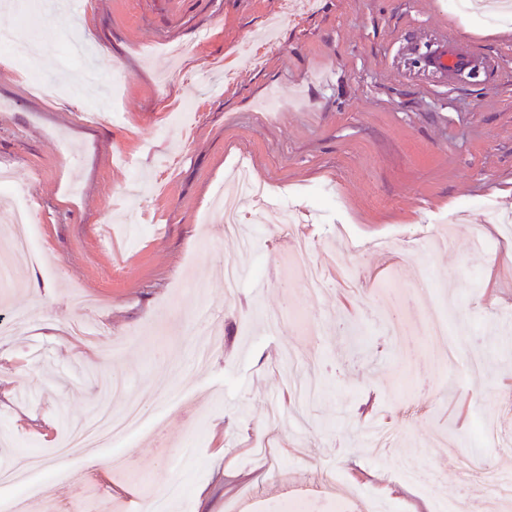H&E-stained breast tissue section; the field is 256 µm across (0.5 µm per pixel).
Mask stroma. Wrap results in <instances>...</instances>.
I'll list each match as a JSON object with an SVG mask.
<instances>
[{
	"label": "stroma",
	"mask_w": 512,
	"mask_h": 512,
	"mask_svg": "<svg viewBox=\"0 0 512 512\" xmlns=\"http://www.w3.org/2000/svg\"><path fill=\"white\" fill-rule=\"evenodd\" d=\"M0 0V24L51 40V63L25 70L0 49V166L35 209L47 275L32 265L0 288V470L44 461L46 504L79 498L142 512L166 483L186 487L172 512H350L340 473L380 504L478 512L486 481L461 458L512 466L481 428L512 427V23L451 0ZM462 50L477 77L419 64ZM296 210L294 224H259L262 251L239 258L210 200L239 160ZM327 286L314 298L285 287L293 243ZM240 259L246 285L224 297L219 272ZM95 299L78 311L73 289ZM481 350L448 362L428 338L427 311ZM221 343L195 365L192 343ZM93 324L112 357L67 348L70 325ZM426 346L404 357L393 322ZM297 373L322 388L302 404ZM131 394L186 389L189 406L158 407L165 436L121 454L54 455L64 421L89 417L106 377ZM465 424L448 412L456 396ZM392 438L365 446L371 429Z\"/></svg>",
	"instance_id": "35a3bbf8"
}]
</instances>
